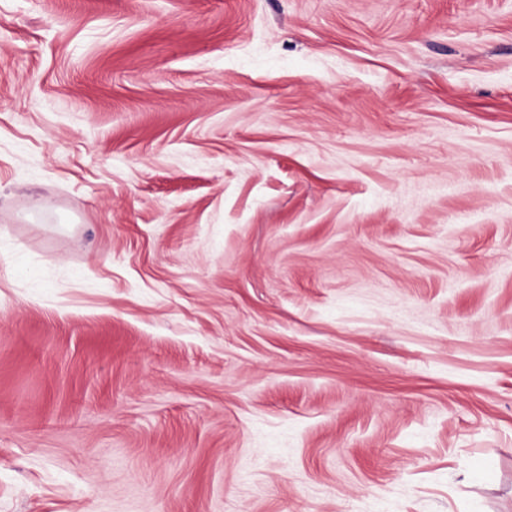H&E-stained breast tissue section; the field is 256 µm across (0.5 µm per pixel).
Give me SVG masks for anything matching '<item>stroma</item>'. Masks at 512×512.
Returning a JSON list of instances; mask_svg holds the SVG:
<instances>
[{
  "label": "stroma",
  "instance_id": "1",
  "mask_svg": "<svg viewBox=\"0 0 512 512\" xmlns=\"http://www.w3.org/2000/svg\"><path fill=\"white\" fill-rule=\"evenodd\" d=\"M0 512H512V0H0Z\"/></svg>",
  "mask_w": 512,
  "mask_h": 512
}]
</instances>
